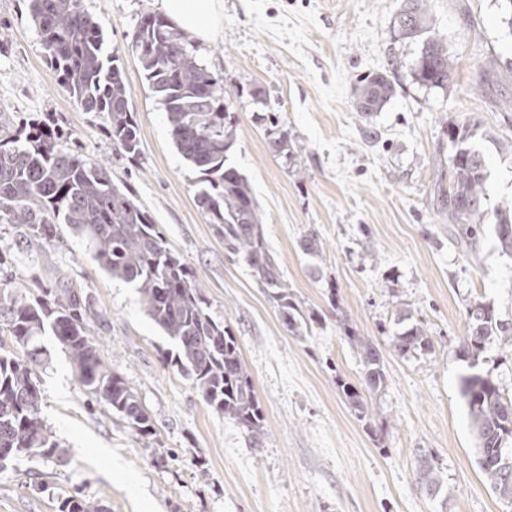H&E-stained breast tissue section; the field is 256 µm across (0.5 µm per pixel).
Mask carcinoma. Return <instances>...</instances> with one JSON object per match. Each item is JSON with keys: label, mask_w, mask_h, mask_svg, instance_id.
Here are the masks:
<instances>
[{"label": "carcinoma", "mask_w": 512, "mask_h": 512, "mask_svg": "<svg viewBox=\"0 0 512 512\" xmlns=\"http://www.w3.org/2000/svg\"><path fill=\"white\" fill-rule=\"evenodd\" d=\"M426 0H405L397 31L402 39L422 46L413 65L421 86L448 88L452 62L448 45L428 35L433 18ZM29 15L41 34L46 59L60 82L84 112L105 117L106 129L120 151L134 158L140 152L138 123L130 109V93L118 59L106 53L103 28L82 8V0H28ZM131 45L152 91L165 106L171 137L182 156L200 174L195 203L207 223L224 239V255L245 264L277 307L283 326L293 335L310 331L288 290L263 230V215L248 179L228 162L234 128L224 110V85L196 61L190 43L161 15L149 14L134 32ZM388 74L368 75L354 87L356 111L370 115L393 97ZM269 132L277 154L288 150V132ZM469 126H448L455 148L448 157V190L443 195L448 223L459 227L469 245L476 244L484 225L494 219L500 252L512 257V200H504L488 217L482 153L466 145ZM60 133L38 124L26 135L0 126V224H21L26 239L53 240L57 225L67 224L87 239L92 257L112 277L136 288L147 316L174 347L171 362L189 375L203 401L237 423L252 439L264 431V414L238 340L209 313V302L193 273L172 250L153 215L125 185L112 181L108 169L64 150ZM307 255H321L314 231L301 239ZM469 336L459 354L478 358L494 340L512 346V322L500 320L486 304L474 300L466 308ZM96 317L81 292L61 285L39 297H26L0 281V320L24 355L0 352V472L21 456L61 459L54 435L41 417L40 389L33 368L41 354L38 336L51 329L68 355L79 381L95 402L112 410L137 434L153 432L148 409L125 381L104 363L86 323ZM343 332L362 364L358 390L340 381L355 415L368 416L365 395L386 387L384 362L373 342L359 336L345 321ZM396 351L426 352L433 342L418 324L394 336ZM459 390L468 408L477 440V463L500 498L512 501V486L503 477L512 472V396L491 375L459 376ZM59 512H103L85 499L69 497Z\"/></svg>", "instance_id": "cac0c4a2"}]
</instances>
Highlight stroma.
<instances>
[{
	"label": "stroma",
	"mask_w": 512,
	"mask_h": 512,
	"mask_svg": "<svg viewBox=\"0 0 512 512\" xmlns=\"http://www.w3.org/2000/svg\"><path fill=\"white\" fill-rule=\"evenodd\" d=\"M223 2V31L192 39L191 50L224 82L235 117L230 159L251 185L296 304L322 323L289 333L196 207L197 174L173 143L164 106L130 47L158 0H82L125 72L140 130L134 159L112 144L102 117L81 111L59 85L28 0H0V122L58 128L66 147L105 163L150 210L204 288L212 317L236 336L266 430L252 440L205 404L170 364V343L136 289L111 278L84 238L63 225L53 241L22 244L17 225L0 224V252L16 288L49 289L62 278L87 294L97 313L88 335L155 429L140 437L91 405L45 332L42 417L66 455L22 457L0 472V512H58L75 493L109 512H512L477 466L458 387L468 370L458 356L467 305L481 301L512 321V258L500 254L490 224L477 248L461 243L437 198L448 182L453 123L470 127L469 143L486 159L488 205L512 199V154L500 146L512 139V28L501 0H427L431 34L447 42L454 61L445 90L412 77L421 44L396 36L403 0ZM376 72L390 74L395 94L363 116L353 88ZM270 112L288 131V154L270 148ZM311 230L322 246L318 259L300 247ZM342 319L376 345L385 365L387 385L368 397L367 423L337 386L341 379L360 385L362 377ZM415 324L428 331L433 351L399 355L394 334ZM423 455L439 492L418 481Z\"/></svg>",
	"instance_id": "stroma-1"
}]
</instances>
